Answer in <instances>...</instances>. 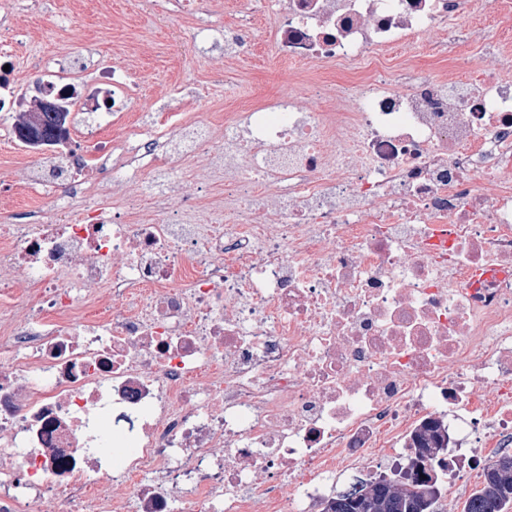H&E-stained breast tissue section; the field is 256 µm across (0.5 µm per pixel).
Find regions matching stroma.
Segmentation results:
<instances>
[{
	"mask_svg": "<svg viewBox=\"0 0 512 512\" xmlns=\"http://www.w3.org/2000/svg\"><path fill=\"white\" fill-rule=\"evenodd\" d=\"M254 0H203L190 14L173 0H0V49L11 40L22 43L24 87L42 80V62L55 56L80 53L83 76L93 80L100 64L131 72L138 82V97L130 110L142 127H150L155 113L179 110L209 122L216 141L224 139V115L241 112L258 102L296 98L306 111H328L325 100L306 95L309 78L337 81L369 75L368 63L333 69L289 64L277 58L269 37L271 17L257 13L250 26L241 17ZM244 31L251 44L248 54L225 57L224 46L213 35ZM445 36L437 32L418 36L394 62L408 69L448 64L435 49ZM12 122L0 123V185L14 190L0 199V225L22 223L32 204H47L48 197L28 192L22 162L51 167V155L23 154L17 149ZM214 160L205 156L180 163L174 180L142 171L111 182L112 199H132L146 192L165 191L166 206L183 192L196 191L206 181Z\"/></svg>",
	"mask_w": 512,
	"mask_h": 512,
	"instance_id": "stroma-1",
	"label": "stroma"
}]
</instances>
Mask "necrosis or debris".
Returning a JSON list of instances; mask_svg holds the SVG:
<instances>
[{
  "mask_svg": "<svg viewBox=\"0 0 512 512\" xmlns=\"http://www.w3.org/2000/svg\"><path fill=\"white\" fill-rule=\"evenodd\" d=\"M475 5L266 0L282 60H378L442 30L458 76L397 69L337 81L332 112L226 113L206 224L201 195L146 223L74 179L75 218L0 226V512H325L338 478L407 456L428 421L453 482L512 447V80ZM45 67L69 138L95 148L60 165L100 170L119 138L96 103L124 116L127 75ZM122 136L159 173L214 148L177 112Z\"/></svg>",
  "mask_w": 512,
  "mask_h": 512,
  "instance_id": "4bbe7bcc",
  "label": "necrosis or debris"
}]
</instances>
